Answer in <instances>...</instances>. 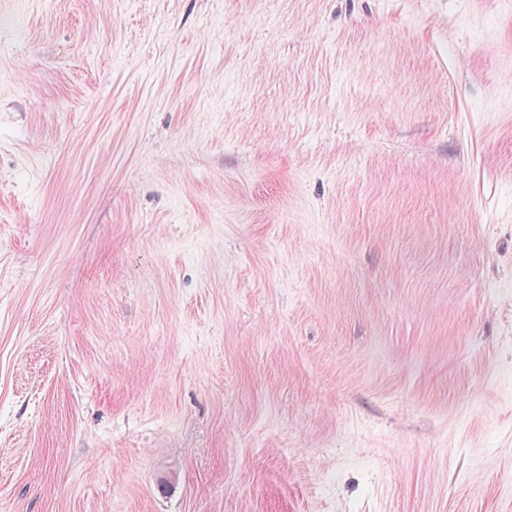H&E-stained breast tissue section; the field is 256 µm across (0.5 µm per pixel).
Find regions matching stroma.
<instances>
[{
    "label": "stroma",
    "instance_id": "1",
    "mask_svg": "<svg viewBox=\"0 0 512 512\" xmlns=\"http://www.w3.org/2000/svg\"><path fill=\"white\" fill-rule=\"evenodd\" d=\"M0 512H512V0H0Z\"/></svg>",
    "mask_w": 512,
    "mask_h": 512
}]
</instances>
